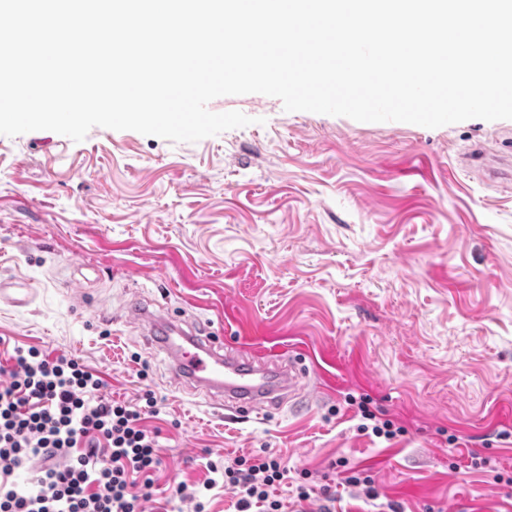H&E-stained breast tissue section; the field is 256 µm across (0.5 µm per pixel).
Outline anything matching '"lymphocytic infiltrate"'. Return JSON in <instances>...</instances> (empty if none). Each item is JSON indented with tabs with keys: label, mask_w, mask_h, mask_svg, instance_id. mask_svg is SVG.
<instances>
[{
	"label": "lymphocytic infiltrate",
	"mask_w": 512,
	"mask_h": 512,
	"mask_svg": "<svg viewBox=\"0 0 512 512\" xmlns=\"http://www.w3.org/2000/svg\"><path fill=\"white\" fill-rule=\"evenodd\" d=\"M14 362L0 384V512H140L159 463L141 410L112 399L76 358L19 347ZM30 467L35 478L19 483ZM209 470L244 489L239 512H281L270 491L288 471L276 457Z\"/></svg>",
	"instance_id": "f902f5d3"
}]
</instances>
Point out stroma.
I'll use <instances>...</instances> for the list:
<instances>
[{
  "instance_id": "1",
  "label": "stroma",
  "mask_w": 512,
  "mask_h": 512,
  "mask_svg": "<svg viewBox=\"0 0 512 512\" xmlns=\"http://www.w3.org/2000/svg\"><path fill=\"white\" fill-rule=\"evenodd\" d=\"M252 125L195 143L96 128L0 135V382L15 347L77 358L113 398L155 413L160 464L143 512H193L178 483L273 453L286 512H512V120L434 129L213 99ZM483 159L471 157L473 149ZM201 322L243 357L314 359L320 392L242 422L177 388L126 316L136 296ZM398 434L363 430L361 405ZM484 459L473 467V457ZM376 492L343 487L344 467ZM305 486L308 500L294 491ZM32 290L27 283H4L0 280V303L5 302L13 306H26L31 301Z\"/></svg>"
}]
</instances>
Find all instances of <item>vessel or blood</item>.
Here are the masks:
<instances>
[{"label": "vessel or blood", "instance_id": "b4317fda", "mask_svg": "<svg viewBox=\"0 0 512 512\" xmlns=\"http://www.w3.org/2000/svg\"><path fill=\"white\" fill-rule=\"evenodd\" d=\"M32 290L23 282L0 281V303L24 306ZM136 322H148L154 331L149 344L165 353L173 380L191 392L230 404L235 413L256 412L295 397L300 391H314L317 382L308 378L302 362L288 366L245 360L225 353L214 337L186 330L149 300L137 299L126 306Z\"/></svg>", "mask_w": 512, "mask_h": 512}]
</instances>
